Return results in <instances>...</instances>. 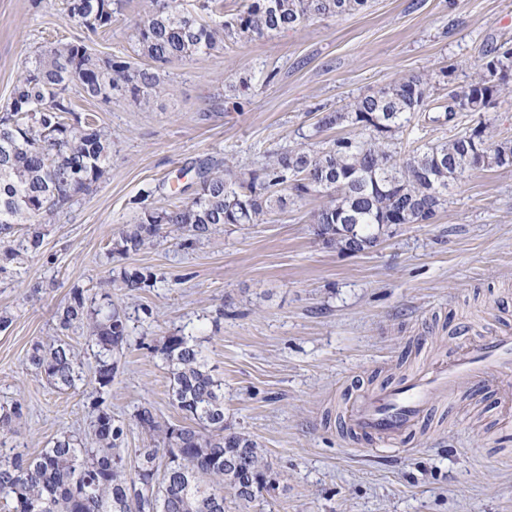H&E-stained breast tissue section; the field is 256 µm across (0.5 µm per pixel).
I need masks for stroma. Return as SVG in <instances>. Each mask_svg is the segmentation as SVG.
<instances>
[{"label":"stroma","mask_w":512,"mask_h":512,"mask_svg":"<svg viewBox=\"0 0 512 512\" xmlns=\"http://www.w3.org/2000/svg\"><path fill=\"white\" fill-rule=\"evenodd\" d=\"M149 0H123L110 27L90 34L66 0H0V113L41 49L85 41L99 57L147 63L133 39ZM512 40V0H372L368 9L278 34L227 42L169 65L149 103L68 94L112 134L107 180L45 229L38 249L0 274V404L29 413L0 448L36 454L60 431H90L95 360L59 389L27 363L34 343L61 336L84 348L81 329L59 331L58 305L74 287L109 284L147 266L154 287H111L131 317L107 401L126 427L125 455L144 436L134 415L184 424L169 395L166 337L200 345L224 382V423L250 434L278 474L275 489L224 512H512V404L501 396L439 408L405 448L386 455L345 441L339 413L359 389L399 381L473 342L460 323L493 309L512 313V166L470 174L428 224H394L378 245L350 255L325 246L312 215L322 201L288 205L250 226L224 225L193 245L158 238L135 256L111 253L113 237L144 207L189 201L199 166L254 167L295 144L322 111L395 79L432 76L427 111L401 148L444 142L470 126L442 115L449 91L478 70V50Z\"/></svg>","instance_id":"35a3bbf8"}]
</instances>
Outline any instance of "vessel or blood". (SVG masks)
Returning <instances> with one entry per match:
<instances>
[{"label":"vessel or blood","mask_w":512,"mask_h":512,"mask_svg":"<svg viewBox=\"0 0 512 512\" xmlns=\"http://www.w3.org/2000/svg\"><path fill=\"white\" fill-rule=\"evenodd\" d=\"M512 369V321L486 322L479 340L423 366L395 384L356 393L341 410L347 438L375 446L405 444L423 426L437 404H455L462 396L512 392L504 371Z\"/></svg>","instance_id":"vessel-or-blood-1"}]
</instances>
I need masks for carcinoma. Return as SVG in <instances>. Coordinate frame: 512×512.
<instances>
[{
    "label": "carcinoma",
    "mask_w": 512,
    "mask_h": 512,
    "mask_svg": "<svg viewBox=\"0 0 512 512\" xmlns=\"http://www.w3.org/2000/svg\"><path fill=\"white\" fill-rule=\"evenodd\" d=\"M121 0H68V12L91 32L107 28ZM152 8L135 24L138 51L150 64L99 58L82 41L41 50L17 81L9 108L0 116V241L12 246V261L39 246L46 218L70 208L105 181L112 134L71 108L67 91L75 85L85 98L112 102L124 92L149 102L148 89L161 81L166 65L224 46L228 38L252 39L301 27L317 18L365 10L369 0H246L231 17L198 19L181 0H151ZM482 74L467 90L454 93L448 115L468 112L476 125L453 138L423 144L406 156L396 136L426 111L432 80L400 78L376 93L357 98L345 111L321 113L304 139L344 127L356 129L315 148L301 143L283 148L256 168L236 171L218 162L197 172L191 201L165 208L146 207L125 224L111 252L135 255L170 232L186 235L184 244L209 238L224 224H260L286 208L288 200L326 199L312 216L316 236L344 251L348 238L377 245L390 224H422L426 205L438 211L463 178L474 171L512 166V139L491 140L484 113L494 107L501 84L512 71V46L482 50ZM121 287L151 288L146 267L121 271ZM107 299L74 288L60 306L58 327L84 325L96 361L99 390H111L117 359L129 336V317ZM168 363L171 397L189 423L163 425L151 408L135 414L149 443L127 469L122 445L125 429L104 400L90 403L93 434L83 440L60 433L34 456L0 454V499L9 512H224V489L243 503L277 482L263 449L249 434L224 426V382L212 374L205 355L185 336L167 337L161 349ZM28 364L58 388L82 379L80 352L62 339L35 343ZM23 404L0 405V433L12 431Z\"/></svg>",
    "instance_id": "cac0c4a2"
}]
</instances>
